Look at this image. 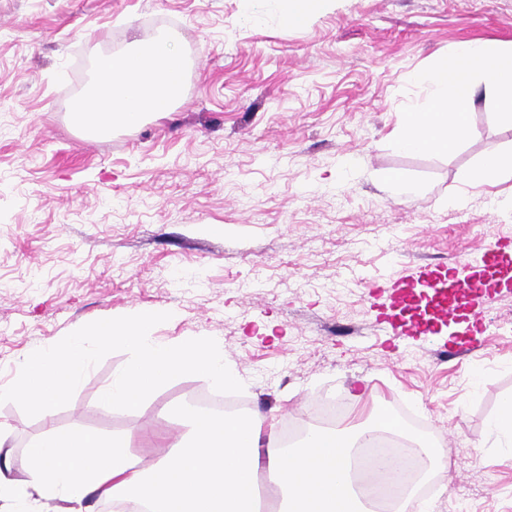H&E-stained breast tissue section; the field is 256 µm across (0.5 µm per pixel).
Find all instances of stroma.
Here are the masks:
<instances>
[{"label":"stroma","instance_id":"stroma-1","mask_svg":"<svg viewBox=\"0 0 512 512\" xmlns=\"http://www.w3.org/2000/svg\"><path fill=\"white\" fill-rule=\"evenodd\" d=\"M159 37L184 59L181 99L85 134L73 103L97 59ZM468 41L512 47V0H331L301 29L276 0H0V387L98 320L150 311L160 341L223 345L245 412L306 427L333 395L351 433L411 412L420 428L399 434L447 456L429 512H512V451L491 428L512 397V292L434 335L381 323L416 266H476L492 236L512 237V180H463L512 153L494 102L477 99L450 151L395 145L429 102L418 75ZM129 357L96 348L54 421L125 435L149 461L177 429L167 413L211 386L185 376L112 408L101 394ZM0 424L19 462L44 421L0 396Z\"/></svg>","mask_w":512,"mask_h":512}]
</instances>
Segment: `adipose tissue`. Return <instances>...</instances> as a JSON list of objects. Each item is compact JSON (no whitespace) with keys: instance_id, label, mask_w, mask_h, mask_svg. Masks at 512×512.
Listing matches in <instances>:
<instances>
[{"instance_id":"obj_1","label":"adipose tissue","mask_w":512,"mask_h":512,"mask_svg":"<svg viewBox=\"0 0 512 512\" xmlns=\"http://www.w3.org/2000/svg\"><path fill=\"white\" fill-rule=\"evenodd\" d=\"M180 63L176 46L163 41L134 54L100 58L95 90L78 106L77 121L107 131L170 111L182 95ZM420 79L432 95L426 108L407 112L396 140L400 150L451 149L467 134L477 97L512 112V49L467 43L438 58ZM153 321L150 314L101 320L22 364L4 393L38 411L46 426L25 452L23 478L14 477L10 459L0 460V502L11 512H24L34 501L58 503V512H83L92 495L116 506L142 505L146 512H255V483L263 470L275 479L280 512H370L352 476L354 449L376 438L370 428L353 437L312 430L288 448L276 431H264V415L230 418L186 407L178 419L187 437L169 444L165 455L149 464L131 455L127 437L107 439L52 424L55 407L76 388L97 345H120L131 352L102 394L104 403L124 411L136 410L147 394L187 375L227 390L236 387L215 340L160 343L152 335Z\"/></svg>"}]
</instances>
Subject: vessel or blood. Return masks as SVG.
Here are the masks:
<instances>
[{"mask_svg":"<svg viewBox=\"0 0 512 512\" xmlns=\"http://www.w3.org/2000/svg\"><path fill=\"white\" fill-rule=\"evenodd\" d=\"M428 288L427 305H420L417 287ZM512 288V239L493 237L481 266L472 268L466 277H458L447 264L420 266L416 278L401 280L388 305L390 319L411 333L433 332L435 325L461 314L474 313L483 300L497 289Z\"/></svg>","mask_w":512,"mask_h":512,"instance_id":"obj_1","label":"vessel or blood"}]
</instances>
